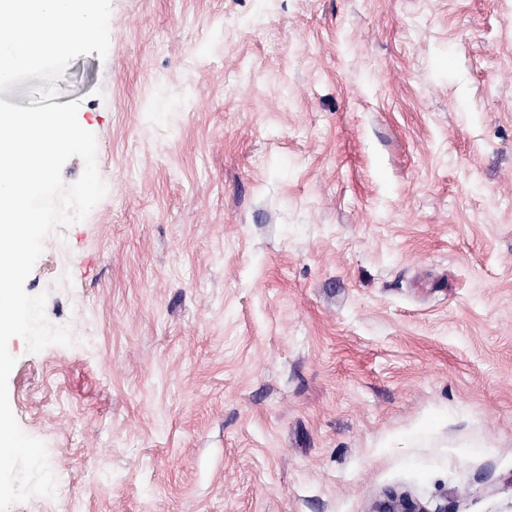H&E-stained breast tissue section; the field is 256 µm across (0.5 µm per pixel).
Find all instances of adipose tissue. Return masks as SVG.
<instances>
[{
  "label": "adipose tissue",
  "instance_id": "obj_1",
  "mask_svg": "<svg viewBox=\"0 0 512 512\" xmlns=\"http://www.w3.org/2000/svg\"><path fill=\"white\" fill-rule=\"evenodd\" d=\"M0 16L29 21L20 32L0 26V45L11 46L0 56V85L10 83L18 69L28 63L64 53L72 40L71 21H80L84 35L95 32V18L87 0H0Z\"/></svg>",
  "mask_w": 512,
  "mask_h": 512
}]
</instances>
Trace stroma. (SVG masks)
<instances>
[{
  "mask_svg": "<svg viewBox=\"0 0 512 512\" xmlns=\"http://www.w3.org/2000/svg\"><path fill=\"white\" fill-rule=\"evenodd\" d=\"M0 99L106 196L10 339L54 496L9 512H512V0H93Z\"/></svg>",
  "mask_w": 512,
  "mask_h": 512,
  "instance_id": "35a3bbf8",
  "label": "stroma"
}]
</instances>
